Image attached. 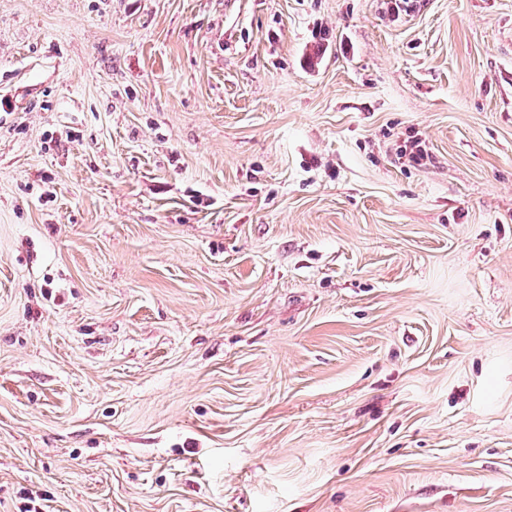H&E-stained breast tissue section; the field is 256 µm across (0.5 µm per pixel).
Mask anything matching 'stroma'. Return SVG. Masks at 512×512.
Masks as SVG:
<instances>
[{"label": "stroma", "mask_w": 512, "mask_h": 512, "mask_svg": "<svg viewBox=\"0 0 512 512\" xmlns=\"http://www.w3.org/2000/svg\"><path fill=\"white\" fill-rule=\"evenodd\" d=\"M0 512H512V0H0Z\"/></svg>", "instance_id": "35a3bbf8"}]
</instances>
